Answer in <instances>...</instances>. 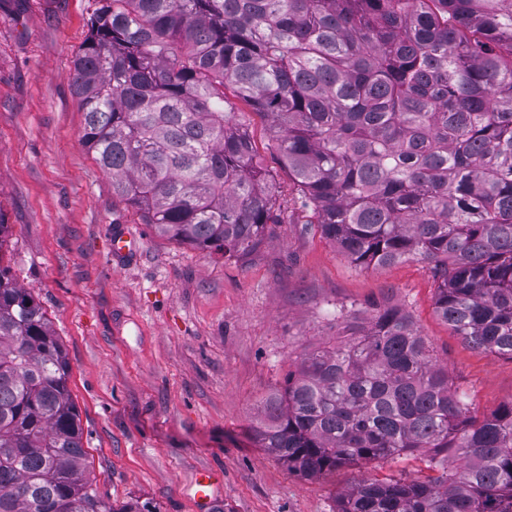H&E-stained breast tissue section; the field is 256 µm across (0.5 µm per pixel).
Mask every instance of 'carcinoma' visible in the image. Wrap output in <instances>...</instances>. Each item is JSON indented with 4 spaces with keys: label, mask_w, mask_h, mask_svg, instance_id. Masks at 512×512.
Instances as JSON below:
<instances>
[{
    "label": "carcinoma",
    "mask_w": 512,
    "mask_h": 512,
    "mask_svg": "<svg viewBox=\"0 0 512 512\" xmlns=\"http://www.w3.org/2000/svg\"><path fill=\"white\" fill-rule=\"evenodd\" d=\"M72 86L82 144L156 235L247 261L284 223L235 98L311 223L361 266L429 265L435 311L512 359V0H94ZM0 512H142L100 496L68 362L1 265ZM305 478L425 448L336 512H512V402L469 414L410 316L303 355L254 427Z\"/></svg>",
    "instance_id": "cac0c4a2"
}]
</instances>
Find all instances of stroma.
Returning <instances> with one entry per match:
<instances>
[{
	"label": "stroma",
	"mask_w": 512,
	"mask_h": 512,
	"mask_svg": "<svg viewBox=\"0 0 512 512\" xmlns=\"http://www.w3.org/2000/svg\"><path fill=\"white\" fill-rule=\"evenodd\" d=\"M92 0H0V261L41 303L70 364L87 463L104 500L196 512L193 482L224 471L211 512H334L360 479L430 475L422 449L307 479L250 434L305 352L344 342L376 309L409 313L472 413L512 401V359L471 348L434 311L428 266L360 267L324 239L245 113L285 222L249 263L160 238L113 195L80 141L74 60ZM134 235L116 259L109 239Z\"/></svg>",
	"instance_id": "stroma-1"
}]
</instances>
